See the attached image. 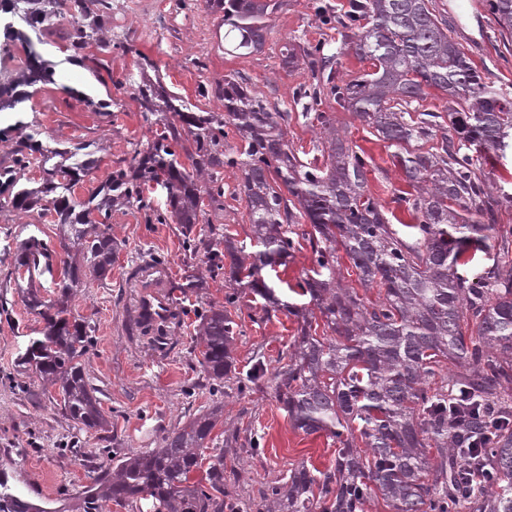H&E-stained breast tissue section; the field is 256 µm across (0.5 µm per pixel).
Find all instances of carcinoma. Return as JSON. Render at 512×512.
Listing matches in <instances>:
<instances>
[{"label":"carcinoma","mask_w":512,"mask_h":512,"mask_svg":"<svg viewBox=\"0 0 512 512\" xmlns=\"http://www.w3.org/2000/svg\"><path fill=\"white\" fill-rule=\"evenodd\" d=\"M40 2L17 0L34 28L55 15L33 8ZM208 4L224 11L225 51L234 57L262 50L269 17L280 7L278 0ZM65 6L74 11L68 49L80 56L93 42L112 49L106 38L111 0ZM488 8L500 37L512 38V0H488ZM315 12L374 67L345 80L324 44L283 46V64L303 58L314 80L293 97L303 102V119L319 129L320 164L303 161L286 139L290 113L268 107L245 82L224 79L217 89L224 112H194L151 79L158 67L145 56L127 85L144 121H161L164 130L133 149L104 188L85 200L73 197V187L96 166L79 157L78 147L15 151L13 169L0 172L8 183L17 185V173L33 167L43 183L20 188L12 206L54 216L64 250L35 235L18 247L16 267L25 270L28 286L15 282L17 293L44 322L18 366L59 386L70 420L87 429L105 426L85 365L92 327L69 301L82 277L103 280L112 272V203L147 208L143 187L164 189L166 209L153 215L180 225L194 254L201 244L195 225L204 215L200 178L208 176L209 206L220 210L224 185L217 172L237 168L257 250L246 251L213 225L210 235L224 240V250L207 252V261L218 270L228 267L225 303L236 304L247 288L265 299L260 319L284 312L300 322L273 370L258 353L246 372L231 377L238 324L226 307L213 305L200 315L199 364L217 387L232 379L241 394L272 389L295 429L336 442L332 466L303 463L288 481L268 487L264 512H367L379 498L391 512H512V227L485 220L511 208L512 193L493 187L484 172L489 152L501 161L512 150V95L484 81L432 0H349L338 11L317 5ZM19 37L26 62L18 79L52 82L54 72L35 44ZM427 88L448 96L446 114L422 109ZM324 97L398 148L395 165L412 188L398 201L416 223H390L368 190L364 154L318 110ZM230 130L243 150H224ZM420 141L432 143L430 150L414 149ZM306 245L313 266L299 283L300 295L309 297L299 308L276 295L263 271L288 265ZM468 246L494 251L493 263L462 271ZM340 250L363 289L378 288L377 300L341 284ZM40 278L55 297L33 287ZM216 425L214 414L200 415L163 435L156 448L117 462L112 475L95 478L85 491L82 512L140 499L151 501L154 512H242L246 506L225 504L223 453L207 468L206 483L190 478ZM475 460L483 468L482 487L465 475ZM21 498L0 480V512H20Z\"/></svg>","instance_id":"1"}]
</instances>
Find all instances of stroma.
Returning <instances> with one entry per match:
<instances>
[{
	"mask_svg": "<svg viewBox=\"0 0 512 512\" xmlns=\"http://www.w3.org/2000/svg\"><path fill=\"white\" fill-rule=\"evenodd\" d=\"M445 11L459 42L488 83L512 88V49L496 41L494 23L486 6L470 0H434ZM269 21L270 30L261 52L238 58L224 51L222 14L206 0H112L110 35L112 50L97 47L88 56L101 58L99 73H86L83 81L71 83L63 72L54 82L25 87V100L15 109L0 112V161L7 160L20 134L57 148L83 146L98 166L75 188L77 199H87L111 171L124 166L135 144L152 139L137 102L124 81L135 71L139 57L156 63L163 85L186 102L208 112H218L222 103L204 97L200 87H214L225 76L245 79L270 107L289 113L287 139L294 148L312 151L317 135L304 123L301 105L293 91L311 83L306 66L281 65L284 43L326 42L336 55V69L346 79L370 70L344 47L335 31L321 25L313 0H280ZM18 16L0 4V84L16 78L24 66L25 50L8 39V28H22ZM111 99L112 109L99 112L97 101ZM322 111L332 113L353 149L370 157L368 188L372 195L402 222L411 217L398 207L396 198L408 188L392 163V150L377 139L372 128L332 101ZM223 210L209 213L215 225H223L235 240L249 242L252 233L246 204L236 194L241 172L224 168ZM12 185L0 178V296L9 302L0 311V472L10 484L52 512H81L84 491L101 475L108 458L130 457L157 447L160 437L213 405L224 407V422L213 431V447L224 451V487L227 496L241 504L259 502L268 486L284 482L291 468L307 462L330 465L335 445L323 435H307L294 429L286 412L271 392L239 394L234 382L214 391L197 358L190 352L196 335V313L208 305L224 302V276L209 270L205 254L185 252L177 224H161L153 209L165 204L164 191L146 188L151 209L119 203L112 208V235L120 245L112 274L102 281L88 280L72 298L75 313L87 317L93 327L92 346L86 356L90 383L98 388L101 406L110 424L105 429L86 430L64 414L60 401L43 400L31 405L28 390L42 391V382L23 375L17 365L20 347L39 336L42 320L31 314L13 286L18 244L37 235L58 245L56 224L51 217L24 213L12 207ZM162 262L161 280L170 286L175 317L168 328V343L157 348L150 337L135 329L136 296L130 273ZM204 281L203 288L184 295L175 288L185 274ZM262 299L246 293L231 311L238 325L235 357L238 366L249 364L256 347H263L268 366H275L297 329L295 317L279 313L260 321ZM240 436L256 432L262 455L243 448H228L224 440L231 431Z\"/></svg>",
	"mask_w": 512,
	"mask_h": 512,
	"instance_id": "35a3bbf8",
	"label": "stroma"
}]
</instances>
